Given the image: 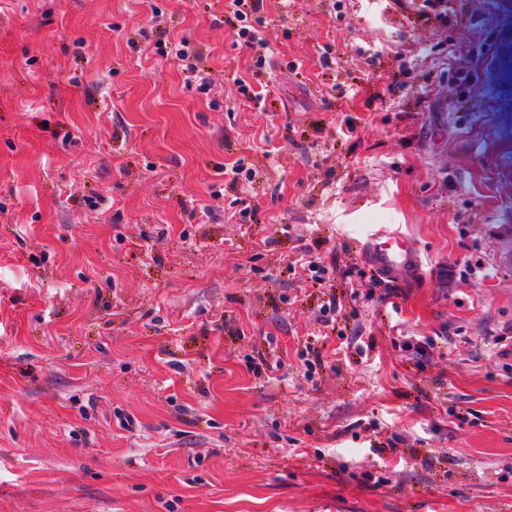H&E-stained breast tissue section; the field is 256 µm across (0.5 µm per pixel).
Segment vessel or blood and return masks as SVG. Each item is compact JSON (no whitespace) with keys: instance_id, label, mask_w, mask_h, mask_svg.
Returning a JSON list of instances; mask_svg holds the SVG:
<instances>
[{"instance_id":"b4317fda","label":"vessel or blood","mask_w":512,"mask_h":512,"mask_svg":"<svg viewBox=\"0 0 512 512\" xmlns=\"http://www.w3.org/2000/svg\"><path fill=\"white\" fill-rule=\"evenodd\" d=\"M361 248L377 269L391 277L410 276L420 265V256L411 247L408 234L396 224L375 225Z\"/></svg>"}]
</instances>
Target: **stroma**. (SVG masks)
Wrapping results in <instances>:
<instances>
[{
  "instance_id": "obj_1",
  "label": "stroma",
  "mask_w": 512,
  "mask_h": 512,
  "mask_svg": "<svg viewBox=\"0 0 512 512\" xmlns=\"http://www.w3.org/2000/svg\"><path fill=\"white\" fill-rule=\"evenodd\" d=\"M421 3L261 0L260 66L0 0V512H512V0ZM361 248L377 269L391 277H409L420 265L419 253L399 224H376Z\"/></svg>"
}]
</instances>
